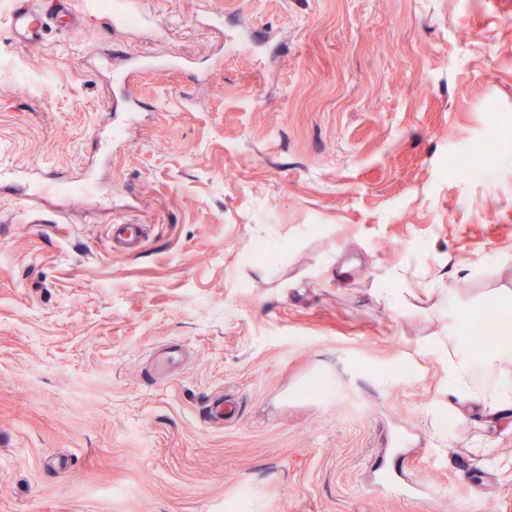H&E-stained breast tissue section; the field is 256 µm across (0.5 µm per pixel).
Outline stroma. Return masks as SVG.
<instances>
[{
  "instance_id": "35a3bbf8",
  "label": "stroma",
  "mask_w": 512,
  "mask_h": 512,
  "mask_svg": "<svg viewBox=\"0 0 512 512\" xmlns=\"http://www.w3.org/2000/svg\"><path fill=\"white\" fill-rule=\"evenodd\" d=\"M47 3L0 0V512H512V426L448 399L449 324L512 293V0H142L18 42ZM106 53L192 64L119 87ZM393 442L426 495L378 488ZM143 14L139 0H123L114 3L112 7V24L114 26L128 27L130 22L142 21ZM50 19V15L43 10L20 7L13 15L12 30L20 43L37 42L41 40Z\"/></svg>"
}]
</instances>
